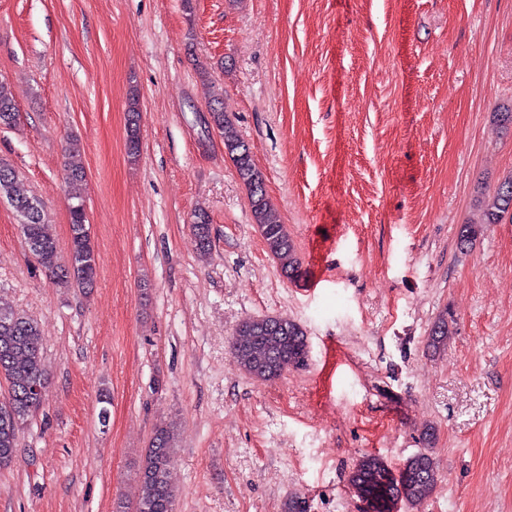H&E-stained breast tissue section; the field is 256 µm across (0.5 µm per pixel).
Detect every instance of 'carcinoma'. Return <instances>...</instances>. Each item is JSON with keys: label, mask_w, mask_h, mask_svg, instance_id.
<instances>
[{"label": "carcinoma", "mask_w": 512, "mask_h": 512, "mask_svg": "<svg viewBox=\"0 0 512 512\" xmlns=\"http://www.w3.org/2000/svg\"><path fill=\"white\" fill-rule=\"evenodd\" d=\"M18 108L8 86L0 82V127L16 122ZM211 123L224 135V149L234 163L238 176L249 193L254 224L263 238L269 255L289 278L296 276L299 259L287 229L269 206L262 177L256 169L249 147L241 140L233 123L224 114L222 99L215 96L210 106ZM140 104L133 95L127 103V153L135 158L139 148L132 146L139 132ZM78 144H72L65 164L69 187L70 223L86 220L75 206L85 203L86 173L76 159ZM6 198L22 221L25 238L33 243V255L49 276L62 284L91 288L97 278V256L91 232L74 231L70 235V262L59 263L57 240L37 198L17 189L14 169L0 160V198ZM512 222V175L501 181L493 194L481 201L479 222L460 225L458 245L464 250L492 224ZM192 231L200 254L210 247L207 213L194 214ZM454 335V320L442 313L433 321L427 349L436 354L445 350ZM42 333L38 324L25 314L0 308V375L13 391L9 411H0V465L12 462L21 425L35 412L46 383L41 355ZM231 351L237 366L247 375L262 379L279 378L289 366H300L309 355L307 337L301 326L287 317L249 318L240 322L231 336ZM177 433L171 424L157 426L149 448L133 479L134 492L118 503L116 512H174L176 490L171 482V468L176 450ZM440 480L432 455L415 454L398 471L379 454L363 456L355 465L349 482L377 508L388 512L390 505L405 502L419 507L432 496ZM282 512H310L306 498L292 494L282 504Z\"/></svg>", "instance_id": "carcinoma-1"}]
</instances>
